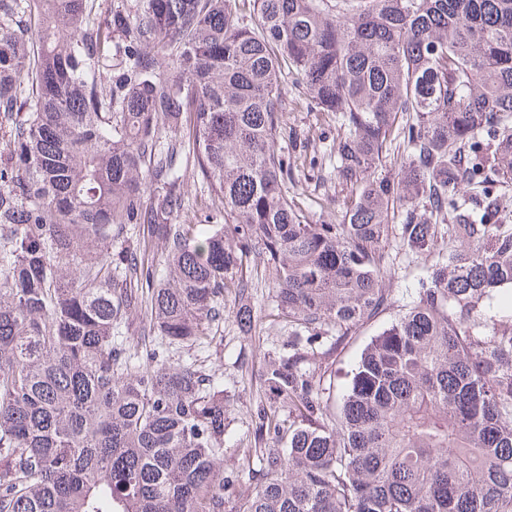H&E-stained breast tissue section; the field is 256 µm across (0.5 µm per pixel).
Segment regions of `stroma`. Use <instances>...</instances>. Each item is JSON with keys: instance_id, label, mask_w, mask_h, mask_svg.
I'll return each mask as SVG.
<instances>
[{"instance_id": "stroma-1", "label": "stroma", "mask_w": 512, "mask_h": 512, "mask_svg": "<svg viewBox=\"0 0 512 512\" xmlns=\"http://www.w3.org/2000/svg\"><path fill=\"white\" fill-rule=\"evenodd\" d=\"M330 122L327 114L307 110L302 88L289 84L288 110L283 115V126L286 132L307 139V153L316 159L315 166L305 167L297 186L302 201L307 204L306 214L312 224L335 223L347 197L345 187L337 185L331 178L327 159L329 143L322 138ZM250 284L257 314V327L252 335L239 332L234 315L228 310L208 349L187 347L182 351L184 362L205 366L224 380V458L216 467L228 473L241 468L242 449L254 445L257 409L269 401L262 380L267 354L288 336L287 325L270 322L267 318L271 302L264 280L255 276Z\"/></svg>"}]
</instances>
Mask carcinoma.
I'll return each mask as SVG.
<instances>
[{
    "instance_id": "cac0c4a2",
    "label": "carcinoma",
    "mask_w": 512,
    "mask_h": 512,
    "mask_svg": "<svg viewBox=\"0 0 512 512\" xmlns=\"http://www.w3.org/2000/svg\"><path fill=\"white\" fill-rule=\"evenodd\" d=\"M290 75L336 118V224L288 191ZM510 186L512 0H0V512H224L244 481L235 512H512V332L484 313ZM410 258L415 299L336 388ZM247 269L288 323L279 447L224 476V385L176 353L229 293L253 331ZM400 307L394 306L393 309L386 312L379 319L369 322L360 329L358 335L342 350L341 347L336 352V364L333 369L336 370V384L340 385L344 381V373L349 370L360 356L361 351L370 339L377 335L384 326L398 317Z\"/></svg>"
}]
</instances>
